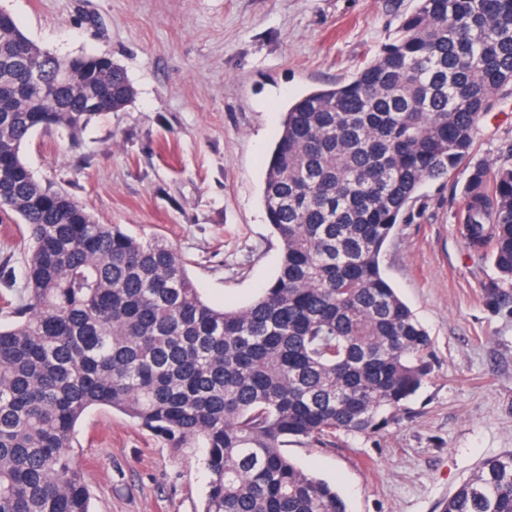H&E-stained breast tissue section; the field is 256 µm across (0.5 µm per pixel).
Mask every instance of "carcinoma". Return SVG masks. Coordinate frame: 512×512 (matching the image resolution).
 I'll return each instance as SVG.
<instances>
[{"instance_id": "obj_1", "label": "carcinoma", "mask_w": 512, "mask_h": 512, "mask_svg": "<svg viewBox=\"0 0 512 512\" xmlns=\"http://www.w3.org/2000/svg\"><path fill=\"white\" fill-rule=\"evenodd\" d=\"M41 73L28 89L24 68ZM512 85V0H417L347 82L288 105L262 199L280 245L247 305L208 304L167 241L101 224L42 185L22 150L38 129L76 145L134 96L106 55L60 58L0 17V214L26 228L27 301L0 307V512H91L78 422L118 411L173 449L206 448L200 512H347L292 463L290 442L371 436L430 373L431 339L381 255L427 181L469 156L492 94ZM512 280V165L473 168L457 213ZM443 512H512V450L485 459Z\"/></svg>"}]
</instances>
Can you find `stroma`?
<instances>
[{
	"mask_svg": "<svg viewBox=\"0 0 512 512\" xmlns=\"http://www.w3.org/2000/svg\"><path fill=\"white\" fill-rule=\"evenodd\" d=\"M416 0H0L21 31L60 57L107 55L135 95L71 146L34 133L23 157L102 224L158 236L203 297L238 307L275 276L280 245L262 202L265 161L289 101L350 79L393 38ZM470 156L426 182L388 242L383 271L432 339L431 373L380 434L333 446L289 443L297 465L335 484L349 512H441L484 459L512 449V283L484 285L454 216L470 168L512 163V91L491 98ZM20 219L0 223V297L24 301ZM92 512H198L202 448H170L109 408L77 427Z\"/></svg>",
	"mask_w": 512,
	"mask_h": 512,
	"instance_id": "stroma-1",
	"label": "stroma"
}]
</instances>
